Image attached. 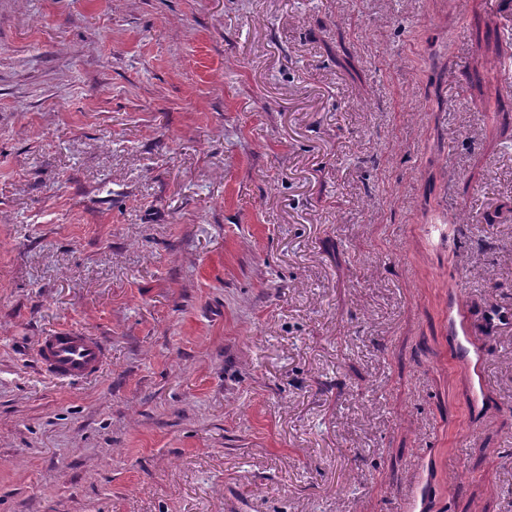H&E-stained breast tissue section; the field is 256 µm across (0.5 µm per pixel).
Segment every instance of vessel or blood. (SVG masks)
<instances>
[{
    "label": "vessel or blood",
    "instance_id": "1",
    "mask_svg": "<svg viewBox=\"0 0 512 512\" xmlns=\"http://www.w3.org/2000/svg\"><path fill=\"white\" fill-rule=\"evenodd\" d=\"M462 298H455L448 316V332L454 352L460 353L474 375L475 389H482L483 354L470 348V329L462 315ZM107 359L104 341L85 330L59 327L42 336L38 344V362L53 379H80L96 375ZM432 483L428 472H420L407 501L408 512H426Z\"/></svg>",
    "mask_w": 512,
    "mask_h": 512
}]
</instances>
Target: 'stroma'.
Returning a JSON list of instances; mask_svg holds the SVG:
<instances>
[{"label":"stroma","mask_w":512,"mask_h":512,"mask_svg":"<svg viewBox=\"0 0 512 512\" xmlns=\"http://www.w3.org/2000/svg\"><path fill=\"white\" fill-rule=\"evenodd\" d=\"M511 65L489 0H0V512H512ZM463 300L461 294H457L451 304L448 316V332L451 336L452 347L455 354L460 353L463 359L474 375V387L480 391L484 385V378L481 370L483 363V354L478 349H471L466 344H470V329L462 315ZM104 341L85 330L58 327L42 336L38 362L53 379H80L96 375L107 359ZM431 488L432 483L426 469L420 472L419 476L414 481L413 488L407 501L408 512H425L427 510L431 495Z\"/></svg>","instance_id":"stroma-1"}]
</instances>
